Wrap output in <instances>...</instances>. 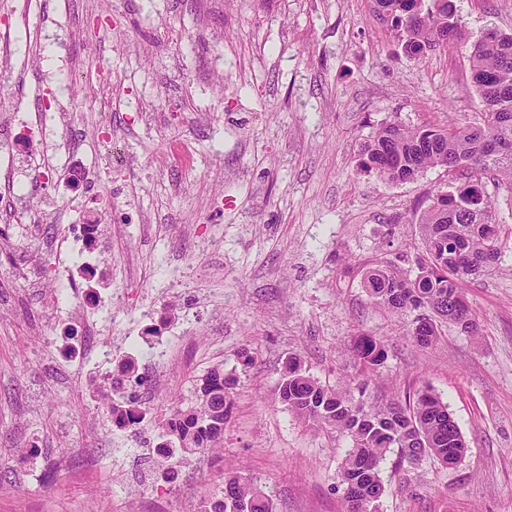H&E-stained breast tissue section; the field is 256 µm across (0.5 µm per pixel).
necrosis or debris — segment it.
Masks as SVG:
<instances>
[{
  "mask_svg": "<svg viewBox=\"0 0 512 512\" xmlns=\"http://www.w3.org/2000/svg\"><path fill=\"white\" fill-rule=\"evenodd\" d=\"M20 78H12L0 86V150L23 155L30 159L31 166L23 177H16L9 169L0 168V223H27L42 225L53 222L55 216L65 215L68 206L61 203L56 214L42 210L20 209L15 200L22 192L36 187H47L52 183V174L64 169L68 180L80 187L84 206L78 221L65 224L64 230L54 246L37 255L12 272L13 278L22 280L25 287L43 288V273L46 267H53L57 277L66 279L71 288L76 315L64 316L56 321V314H62V305H54V318L45 325L46 333L62 330L74 340L70 352L85 354L84 344L78 338L90 326V319L101 308L111 305L112 291L104 286L102 256L112 243L102 214H117L118 198L112 192L111 184L105 183L98 170L86 166L81 160L80 144L84 131L76 128L71 118L72 111L94 110L103 114L112 112V72L106 65H99L95 79L87 81L81 98L71 110H56L44 115L39 126L17 132L15 121L21 109L22 98L18 93ZM147 336L132 340V350L116 361L113 368L103 377L106 386L134 381V404H141L143 398L158 391L166 373L171 372L175 361H167L151 371H137V350L147 345Z\"/></svg>",
  "mask_w": 512,
  "mask_h": 512,
  "instance_id": "4bbe7bcc",
  "label": "necrosis or debris"
}]
</instances>
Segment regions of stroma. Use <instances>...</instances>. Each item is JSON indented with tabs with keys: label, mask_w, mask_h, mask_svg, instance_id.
<instances>
[{
	"label": "stroma",
	"mask_w": 512,
	"mask_h": 512,
	"mask_svg": "<svg viewBox=\"0 0 512 512\" xmlns=\"http://www.w3.org/2000/svg\"><path fill=\"white\" fill-rule=\"evenodd\" d=\"M460 46L404 51L371 0H125L107 58L122 81L112 116L84 112L86 165L111 166L138 223L105 255L112 311L94 348L126 351L152 308L178 313L176 357L140 446L127 451L95 419L93 365L63 358L65 337L36 326L39 301L6 277L51 244L8 226L0 252V512H197L219 497L226 471L270 495L276 512H344L339 468L347 437L315 430L278 400L288 357L321 384L367 383L372 399L428 389L447 403L467 443L453 466L383 464L379 512H512V250L464 286L478 334L443 323L416 343L419 316L379 307L364 277L388 266L416 273L419 220L447 190L441 167L389 183L359 166L362 144L386 123L473 124L482 102L467 48L494 28L512 33V0H452ZM13 72L27 100L72 99L95 52L67 23L64 0H33L15 34ZM146 112L182 121L142 122ZM112 124V149L94 139ZM379 339L387 357L364 373L350 346ZM250 365H243V358ZM238 376L224 445L185 456L174 492L146 493L138 471L166 440L173 407H187L210 370ZM38 443L42 453L24 456Z\"/></svg>",
	"instance_id": "obj_1"
}]
</instances>
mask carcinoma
I'll return each instance as SVG.
<instances>
[{
	"instance_id": "carcinoma-1",
	"label": "carcinoma",
	"mask_w": 512,
	"mask_h": 512,
	"mask_svg": "<svg viewBox=\"0 0 512 512\" xmlns=\"http://www.w3.org/2000/svg\"><path fill=\"white\" fill-rule=\"evenodd\" d=\"M421 2L374 0V8L414 49L458 41L454 12L419 10ZM469 64L483 105L476 122L466 127L451 122L437 127L386 124L363 146L360 167L391 183L412 180L437 166L461 176L459 185L433 196L422 213L423 251L417 258V278L374 269L366 276L365 288L376 304L396 313L428 309L472 334L478 323L463 285L491 268L504 248V225L496 221V202L485 175L492 174L494 188L506 184L512 190V33L497 31L482 37L471 47ZM411 336L419 345L430 346L438 339V327L427 317L413 327ZM352 353L364 370L385 358L383 344L367 335L354 339ZM235 383L236 378L214 369L196 387V406L174 410L167 432L182 452L192 455L221 445L224 393ZM278 398L316 429L348 437L350 446L341 465L346 512H376L385 493L381 464L389 454H396L394 467L399 468L429 456L454 465L466 452L448 405L429 391L408 396L403 404L367 402L362 392L356 396L320 383L303 371L297 357L290 356ZM248 500L251 512H275L269 495L228 471L221 497L202 502L198 512H235L236 502Z\"/></svg>"
}]
</instances>
